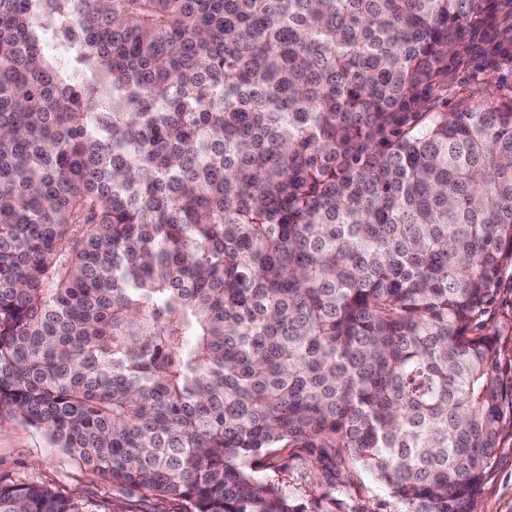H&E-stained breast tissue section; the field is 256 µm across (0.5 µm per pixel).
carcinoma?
<instances>
[{
    "instance_id": "carcinoma-1",
    "label": "carcinoma",
    "mask_w": 512,
    "mask_h": 512,
    "mask_svg": "<svg viewBox=\"0 0 512 512\" xmlns=\"http://www.w3.org/2000/svg\"><path fill=\"white\" fill-rule=\"evenodd\" d=\"M501 7L0 0V412L185 512H325L257 477L280 448L473 512L512 97L448 113V57Z\"/></svg>"
}]
</instances>
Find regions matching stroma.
Masks as SVG:
<instances>
[{"instance_id": "1", "label": "stroma", "mask_w": 512, "mask_h": 512, "mask_svg": "<svg viewBox=\"0 0 512 512\" xmlns=\"http://www.w3.org/2000/svg\"><path fill=\"white\" fill-rule=\"evenodd\" d=\"M512 36V10L501 9L491 26L475 31L463 55L465 66H448V109L458 111L475 81L512 94V59L497 47ZM488 330L499 336L500 374L505 398H512V269L502 274L485 315ZM499 450L492 458L476 497V512H512V423L503 422ZM262 477L305 504L330 494L353 512H391L393 501L384 487L348 458L321 459L301 448H286L263 460ZM0 481L44 483L63 492L75 491L94 502L99 512H184L173 499L132 496L79 466L63 449L53 447L40 431L9 413H0Z\"/></svg>"}]
</instances>
